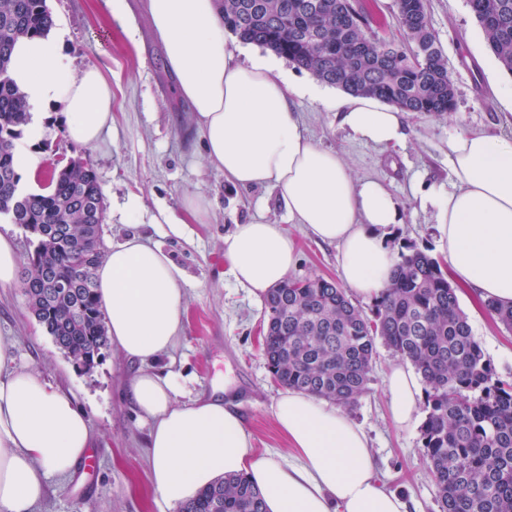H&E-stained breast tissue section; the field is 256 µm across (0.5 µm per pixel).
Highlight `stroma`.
<instances>
[{
	"instance_id": "1",
	"label": "stroma",
	"mask_w": 512,
	"mask_h": 512,
	"mask_svg": "<svg viewBox=\"0 0 512 512\" xmlns=\"http://www.w3.org/2000/svg\"><path fill=\"white\" fill-rule=\"evenodd\" d=\"M47 6L60 24L74 69L100 66L112 83V128L102 148L86 155L103 192L105 245L138 235L161 247L184 273L181 340L157 369L180 373L185 396H223L235 405L256 448L285 454L288 442L272 414L281 388L263 355L264 302L222 267L224 238L253 218L282 224L296 235L300 249L291 271L295 277L338 278L336 246L300 234L275 191L233 187L208 162L191 105L179 95L164 47L151 32L144 0H126L118 16L111 0H47ZM427 12L448 57L456 109L444 117L408 114L402 143L381 147L351 138L335 112L309 93L315 78L286 61L281 68L305 88L295 106L307 135L339 152L355 177L380 180L399 201L403 222L392 228L389 247L397 251L411 243L444 263L448 256L435 229L436 215L422 205L418 189L450 187L447 143L454 132L512 133V108L501 96L512 86V74L488 51L467 0H427ZM188 194L211 202L209 220L197 221L183 211ZM458 297L487 359L500 377L512 379V332L466 288H459ZM0 336L12 339L17 364L75 394L94 433L91 470L51 478L35 512H159L147 476L148 427L123 392L136 364L107 347L93 368H77L31 314L17 286L0 288ZM397 360L378 346L368 389L348 415L369 439L380 480L406 499L411 512H437L420 426L396 429L387 414L384 379Z\"/></svg>"
}]
</instances>
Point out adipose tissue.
<instances>
[{
    "mask_svg": "<svg viewBox=\"0 0 512 512\" xmlns=\"http://www.w3.org/2000/svg\"><path fill=\"white\" fill-rule=\"evenodd\" d=\"M149 19L163 44L179 94L192 106L208 160L237 188L277 191L290 222L336 245L344 285L373 299L389 283L395 257L386 232L402 223L397 199L377 179L356 178L344 158L303 131L292 106L299 88L277 61L226 48L219 0H148ZM10 80L23 92L30 138L41 136L43 108L59 107L64 136L94 152L112 124V85L89 65L71 73L62 39L18 41ZM354 139L387 146L405 136V116L376 99H322ZM453 183L428 192L448 269L480 300L512 303V137L461 132L448 141ZM235 281L256 298L286 280L299 260L280 224L238 225L224 240ZM183 276L171 258L139 236L113 246L96 271L97 298L112 350L140 361L125 385L148 423L146 459L155 503L167 512L228 474L245 476L264 497L266 512H409L408 503L378 482L366 434L340 409L303 391L280 393L272 410L290 444L289 458L255 448L239 413L223 399L179 401L182 378L155 370L173 351L185 318ZM13 345L0 338V512H32L50 477H67L92 444L91 422L74 398L35 371L14 366ZM388 409L410 427L424 398L410 362L385 378Z\"/></svg>",
    "mask_w": 512,
    "mask_h": 512,
    "instance_id": "1",
    "label": "adipose tissue"
}]
</instances>
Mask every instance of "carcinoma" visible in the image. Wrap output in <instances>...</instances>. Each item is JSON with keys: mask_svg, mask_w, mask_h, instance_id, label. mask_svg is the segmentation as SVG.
<instances>
[{"mask_svg": "<svg viewBox=\"0 0 512 512\" xmlns=\"http://www.w3.org/2000/svg\"><path fill=\"white\" fill-rule=\"evenodd\" d=\"M488 50L512 73V0H467ZM224 28L244 43L273 51L317 80L348 94L372 96L403 112L455 111L448 58L424 0H396L399 42L369 33L356 0H222ZM46 0H0V217L26 229L62 226L63 236L33 245L21 288L29 309L77 366L91 369L108 338L95 293L106 254L104 211L88 161L53 171L45 192L21 191L16 145L28 125L24 95L7 77L22 37L46 35ZM86 280L49 292L44 275ZM485 309L512 331V305ZM263 351L281 386L348 408L367 390L377 343L409 361L425 383L424 457L437 488L438 512H512V381L498 376L459 305L448 268L410 244L398 251L390 284L373 317L347 289L320 276L288 279L265 298ZM180 512H265L261 491L245 476L224 477Z\"/></svg>", "mask_w": 512, "mask_h": 512, "instance_id": "cac0c4a2", "label": "carcinoma"}]
</instances>
